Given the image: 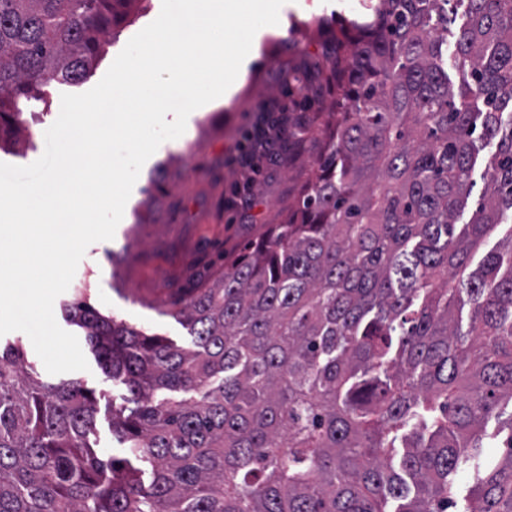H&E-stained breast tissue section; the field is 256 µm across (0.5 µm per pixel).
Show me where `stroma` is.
<instances>
[{
    "label": "stroma",
    "instance_id": "stroma-1",
    "mask_svg": "<svg viewBox=\"0 0 512 512\" xmlns=\"http://www.w3.org/2000/svg\"><path fill=\"white\" fill-rule=\"evenodd\" d=\"M161 2L147 0V11L136 12L132 25L83 83L51 89V110L37 130H47L57 119L63 93L85 92L102 79L129 39L152 22ZM365 2L303 0L285 10L263 37L231 102L190 114V134L148 159L113 239L91 244L78 265L89 273L91 300L100 313L147 334L189 343L186 329L168 313L171 301L212 278L268 225L287 222L300 190L314 177V160L328 129L318 124L294 145L277 141L274 159L249 173L229 164L228 148L247 141L260 111L300 117L298 103L310 92L302 58L324 61L337 34L365 20ZM189 150L194 157L187 168L182 157ZM160 172L168 181L167 195L154 206L143 205L142 188ZM238 193L246 205L226 206V199Z\"/></svg>",
    "mask_w": 512,
    "mask_h": 512
}]
</instances>
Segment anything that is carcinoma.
I'll list each match as a JSON object with an SVG mask.
<instances>
[{"instance_id": "cac0c4a2", "label": "carcinoma", "mask_w": 512, "mask_h": 512, "mask_svg": "<svg viewBox=\"0 0 512 512\" xmlns=\"http://www.w3.org/2000/svg\"><path fill=\"white\" fill-rule=\"evenodd\" d=\"M141 0H0V149L83 80ZM465 6L448 33L451 4ZM336 41L333 133L298 220L171 303L178 345L62 302L106 380L123 456L89 441L96 391L0 341V512H512V0H377ZM462 81L448 80V36ZM483 202L459 224L479 152ZM500 427L488 432L490 418ZM492 439L496 466L462 463ZM500 448H483L481 455L465 467L466 472L457 481V494L463 496L471 486L470 474L475 464L482 468H492L498 461Z\"/></svg>"}]
</instances>
